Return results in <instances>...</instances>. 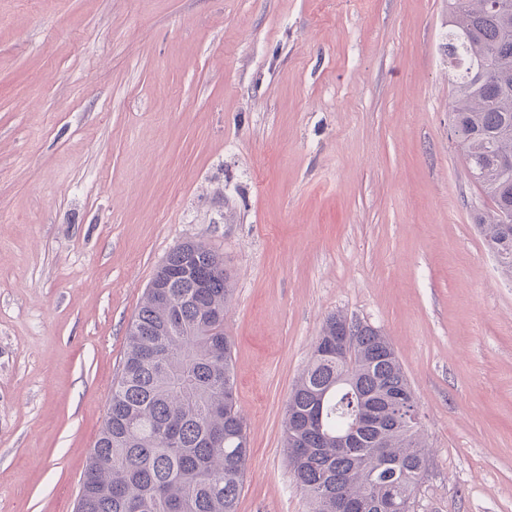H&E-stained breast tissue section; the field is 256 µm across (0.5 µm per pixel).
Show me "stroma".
<instances>
[{"label":"stroma","instance_id":"35a3bbf8","mask_svg":"<svg viewBox=\"0 0 512 512\" xmlns=\"http://www.w3.org/2000/svg\"><path fill=\"white\" fill-rule=\"evenodd\" d=\"M447 30L448 0H0V512H73L188 241L232 277L238 512H308L285 408L336 312L415 392L414 512H512V280L450 134Z\"/></svg>","mask_w":512,"mask_h":512}]
</instances>
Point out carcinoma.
<instances>
[{"mask_svg": "<svg viewBox=\"0 0 512 512\" xmlns=\"http://www.w3.org/2000/svg\"><path fill=\"white\" fill-rule=\"evenodd\" d=\"M448 0L452 130L492 204L488 249L512 275V0ZM126 332L76 512H237L249 444L235 401L224 258L173 249ZM349 337L336 357V337ZM415 393L384 333L329 316L288 398L284 447L309 512H413L427 457L392 403Z\"/></svg>", "mask_w": 512, "mask_h": 512, "instance_id": "1", "label": "carcinoma"}]
</instances>
